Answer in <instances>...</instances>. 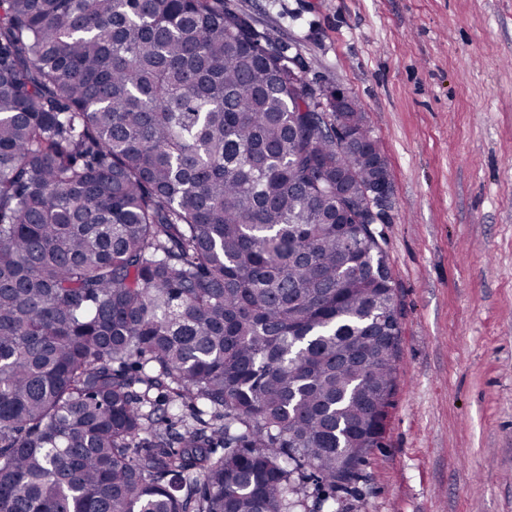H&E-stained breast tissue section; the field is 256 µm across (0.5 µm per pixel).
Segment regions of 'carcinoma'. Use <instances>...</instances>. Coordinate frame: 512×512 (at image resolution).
Masks as SVG:
<instances>
[{
  "label": "carcinoma",
  "mask_w": 512,
  "mask_h": 512,
  "mask_svg": "<svg viewBox=\"0 0 512 512\" xmlns=\"http://www.w3.org/2000/svg\"><path fill=\"white\" fill-rule=\"evenodd\" d=\"M349 117L338 156L224 0H0V512H293L358 478L400 326Z\"/></svg>",
  "instance_id": "1"
}]
</instances>
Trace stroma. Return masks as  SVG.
I'll use <instances>...</instances> for the list:
<instances>
[{
    "label": "stroma",
    "mask_w": 512,
    "mask_h": 512,
    "mask_svg": "<svg viewBox=\"0 0 512 512\" xmlns=\"http://www.w3.org/2000/svg\"><path fill=\"white\" fill-rule=\"evenodd\" d=\"M363 107L400 316L381 447L336 512H512V0H224ZM373 152L380 160L378 164V185L376 190L378 194L371 197H362L357 202L356 208H353L354 211L364 214H374L375 210L385 208L390 203L391 199L390 191H392V186L390 185L389 191V178L385 159L376 145H373Z\"/></svg>",
    "instance_id": "stroma-1"
}]
</instances>
